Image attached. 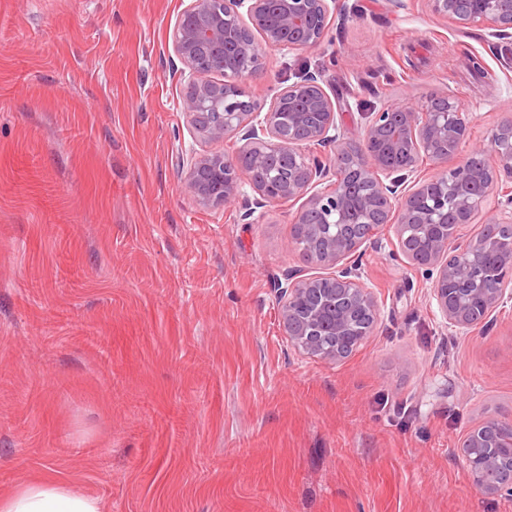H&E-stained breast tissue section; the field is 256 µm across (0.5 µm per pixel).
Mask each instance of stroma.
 <instances>
[{
	"label": "stroma",
	"mask_w": 512,
	"mask_h": 512,
	"mask_svg": "<svg viewBox=\"0 0 512 512\" xmlns=\"http://www.w3.org/2000/svg\"><path fill=\"white\" fill-rule=\"evenodd\" d=\"M331 40L269 51L258 102L308 73L347 141L366 111L446 91L486 141L512 42L426 0H347ZM188 0H0V494L53 476L102 512H512L460 442L512 416V304L451 327L384 226L361 260L378 322L348 358L288 344L277 280L298 203L204 208L168 32ZM482 56L492 75L468 69Z\"/></svg>",
	"instance_id": "1"
}]
</instances>
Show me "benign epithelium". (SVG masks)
Instances as JSON below:
<instances>
[{
    "label": "benign epithelium",
    "instance_id": "1",
    "mask_svg": "<svg viewBox=\"0 0 512 512\" xmlns=\"http://www.w3.org/2000/svg\"><path fill=\"white\" fill-rule=\"evenodd\" d=\"M433 14L467 29L512 38V0H427ZM344 0H189L169 34L174 57L193 75L180 111L202 149L184 180L204 208L240 200L241 173L258 170L257 197L240 220L283 200L301 202L292 244L319 272L290 271L277 282L283 328L300 353L332 363L371 335L380 305L359 273L364 224L395 226L399 253L431 281L432 298L451 326L487 322L512 300V115L486 143H468L475 116L434 90L417 105L391 104L368 114L360 140L344 141L335 101L310 76L259 104L247 81L266 75L268 50H314L329 36ZM240 142L229 160L213 146ZM467 150H462L464 144ZM425 152L441 170L416 178ZM484 214L482 235L459 228ZM511 418L493 417L462 448L472 485L512 495V448L496 438Z\"/></svg>",
    "mask_w": 512,
    "mask_h": 512
}]
</instances>
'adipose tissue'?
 I'll return each instance as SVG.
<instances>
[{"label":"adipose tissue","instance_id":"1","mask_svg":"<svg viewBox=\"0 0 512 512\" xmlns=\"http://www.w3.org/2000/svg\"><path fill=\"white\" fill-rule=\"evenodd\" d=\"M0 512H102V507L68 482L46 476L23 481L11 495L0 496Z\"/></svg>","mask_w":512,"mask_h":512}]
</instances>
